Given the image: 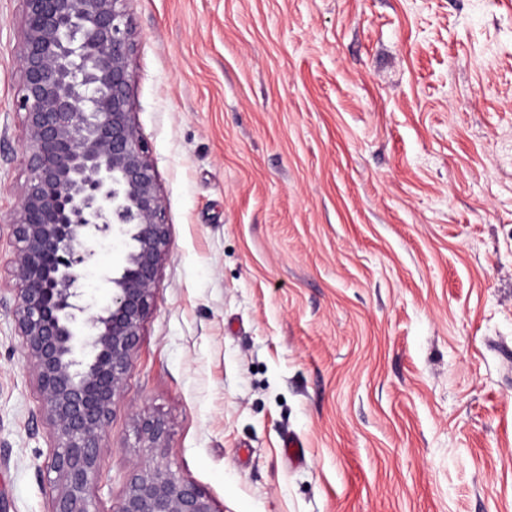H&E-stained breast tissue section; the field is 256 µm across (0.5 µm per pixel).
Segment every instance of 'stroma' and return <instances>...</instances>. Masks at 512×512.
Wrapping results in <instances>:
<instances>
[{
  "label": "stroma",
  "instance_id": "obj_1",
  "mask_svg": "<svg viewBox=\"0 0 512 512\" xmlns=\"http://www.w3.org/2000/svg\"><path fill=\"white\" fill-rule=\"evenodd\" d=\"M171 245L94 491L216 512H512V0H127ZM20 0H0V512H47L15 331ZM128 244L98 246L82 281ZM300 439L305 459L284 453ZM135 424L142 448H150L151 451L164 448L168 430L163 421L152 416L140 415L137 417ZM113 512H215L192 480L168 465L133 467Z\"/></svg>",
  "mask_w": 512,
  "mask_h": 512
}]
</instances>
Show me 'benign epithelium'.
Wrapping results in <instances>:
<instances>
[{
    "label": "benign epithelium",
    "mask_w": 512,
    "mask_h": 512,
    "mask_svg": "<svg viewBox=\"0 0 512 512\" xmlns=\"http://www.w3.org/2000/svg\"><path fill=\"white\" fill-rule=\"evenodd\" d=\"M18 46L27 179L9 224L12 316L55 446L48 512H97L91 488L116 398L170 248L159 175L131 97L127 0H21ZM124 238L125 265L103 273L110 305L81 291L100 240ZM142 447H164L163 421L140 415ZM112 512H215L169 466L133 467Z\"/></svg>",
    "instance_id": "7a95c632"
}]
</instances>
